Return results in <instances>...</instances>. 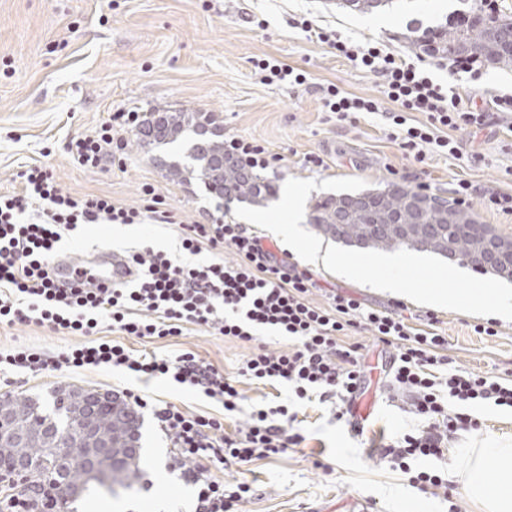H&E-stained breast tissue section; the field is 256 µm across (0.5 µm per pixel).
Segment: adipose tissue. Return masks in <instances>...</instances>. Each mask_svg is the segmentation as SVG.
<instances>
[{
	"label": "adipose tissue",
	"instance_id": "1",
	"mask_svg": "<svg viewBox=\"0 0 512 512\" xmlns=\"http://www.w3.org/2000/svg\"><path fill=\"white\" fill-rule=\"evenodd\" d=\"M453 470L483 512H512V442L482 441L457 455Z\"/></svg>",
	"mask_w": 512,
	"mask_h": 512
}]
</instances>
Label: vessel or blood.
Segmentation results:
<instances>
[{
  "label": "vessel or blood",
  "mask_w": 512,
  "mask_h": 512,
  "mask_svg": "<svg viewBox=\"0 0 512 512\" xmlns=\"http://www.w3.org/2000/svg\"><path fill=\"white\" fill-rule=\"evenodd\" d=\"M54 273L61 282L78 283L87 280L109 287L131 281L135 268L130 259L110 250H96L85 253L80 262H73L69 257L56 259Z\"/></svg>",
  "instance_id": "1"
}]
</instances>
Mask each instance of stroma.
<instances>
[{
	"instance_id": "stroma-1",
	"label": "stroma",
	"mask_w": 512,
	"mask_h": 512,
	"mask_svg": "<svg viewBox=\"0 0 512 512\" xmlns=\"http://www.w3.org/2000/svg\"><path fill=\"white\" fill-rule=\"evenodd\" d=\"M475 7V0H412L403 9L361 13L341 7L337 0H0V59L8 64L7 72H0V191L19 189L17 173L36 162L50 168L66 191L104 194L127 207L139 206L142 185L151 184L178 214L175 224L78 226L62 240L63 251L75 259L95 245L120 252L149 246L178 253L184 221L248 224L284 248L288 242L274 227L293 219L308 237L317 238L309 222L315 199L390 183L419 186L425 194L447 199L461 180L512 193V132L506 128L454 131L461 158L431 152L420 164L392 140L381 114L364 112L356 120L343 121L325 111L319 89L329 84L381 99L384 110L392 104L384 100L378 78L310 42L292 24L304 16L353 41H377L407 56L411 26H434L453 11ZM259 18L264 27H256ZM268 57L303 71L306 84L263 81L255 63ZM430 72L480 107L489 93L512 90V69L487 66L477 82L445 66H431ZM154 108L214 113L225 138L243 137L264 146L275 157L265 174L280 185L277 200L263 207L228 204L198 185L172 183L146 150L137 147L131 132L124 135V165L107 161L85 170L67 154L70 138L94 133L114 113ZM311 155L321 158V166L308 163ZM292 193L299 196L294 216L287 208ZM371 257L368 251L358 253L361 275L352 279L340 276L335 266L311 265L299 252L290 254L291 261L313 276L316 286L308 296L312 304L326 305L327 291L335 289L367 307L398 305L408 314L433 315L438 331L448 338L447 355L454 365L512 379V319L502 322L499 335L479 336L473 331L479 318L466 308H432L418 299L435 288L467 297L486 287L487 276L460 260L416 251L401 275L408 296L399 300L371 288ZM347 341L361 345L365 356L364 398L372 408L363 430L336 420L331 404L318 399L297 405L304 440L296 449L271 460L225 468V480L245 479L258 490L240 512H345L353 498L371 503L373 512H409L419 502L428 504L431 512H448L446 497L413 488L407 475L373 454L397 431L417 425L406 404L389 401L384 393V370L395 347L378 342L364 329L353 331ZM79 342V337L35 325L0 324V350L34 346L55 355ZM259 342L279 350L289 345L287 337L274 332L263 333L254 343L196 328L183 336L124 340L138 352L174 356L190 350L222 367L242 395L240 412L223 416L229 433L243 426L254 408L292 400L287 386L239 379V367ZM68 386L108 392L129 388L193 411L223 415L220 404L195 389L108 368H64L28 376L0 386V395ZM475 413L485 423L483 430L462 433L443 457L421 460V467L446 472L459 451L476 441H512V410L480 406ZM140 446L139 481L114 496L84 493L74 504L76 512H192L193 490L168 468L170 441L152 418L144 420ZM146 481L151 491L143 490Z\"/></svg>"
}]
</instances>
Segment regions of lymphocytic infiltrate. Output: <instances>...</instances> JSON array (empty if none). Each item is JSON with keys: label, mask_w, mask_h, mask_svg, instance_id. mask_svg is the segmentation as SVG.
<instances>
[{"label": "lymphocytic infiltrate", "mask_w": 512, "mask_h": 512, "mask_svg": "<svg viewBox=\"0 0 512 512\" xmlns=\"http://www.w3.org/2000/svg\"><path fill=\"white\" fill-rule=\"evenodd\" d=\"M309 40L336 49L377 77L394 110L383 112L390 136L401 148L424 162L428 153L458 156L453 131L480 129L512 114V93H494L490 109L435 82L423 57L399 56L380 43L358 44L335 31L301 19ZM412 112L426 114L412 124ZM140 112H120L102 122L93 134L71 138L67 151L86 170L98 168L113 150L125 149L123 132L143 122ZM21 187L0 192V324L46 327L81 337L82 342L53 356L19 346L0 351V374H45L61 368H117L151 377H167L195 388L222 405L225 413L239 410L242 395L223 370L191 351L179 355L135 354L111 333L139 339L180 336L188 327L215 335L252 341L259 332L292 338L293 345L275 350L261 345L244 361L239 374L264 385L288 386L295 397L334 402L336 418L350 416L361 394L365 375L359 345L340 344L350 329L369 330L377 340L395 346L387 372L391 399L406 398L420 420L416 430L396 435L380 454L391 467L409 474L424 489L454 488L439 474L414 470L413 464L442 457L459 432L480 430L472 407L512 409V379L488 372L451 367L448 339L435 328L421 329L391 309H367L357 299L331 292L326 306L313 305L308 295L315 282L297 263L279 256L246 225L219 221L183 225L184 259L150 247L130 256L137 274L131 284L112 288L85 281L67 288L54 279L53 263L64 232L81 224H172L151 185L141 187L144 204L126 207L105 195H76L64 190L48 168L33 164L19 172ZM231 246L234 262H195L203 248ZM123 400L150 413L170 439L174 454L168 467L193 486L194 512H238L251 498L248 481L226 482L214 465H246L287 453L303 440L295 432L296 413L288 405L254 409L243 427L224 430L219 416L187 410L174 403L123 390Z\"/></svg>", "instance_id": "1"}]
</instances>
